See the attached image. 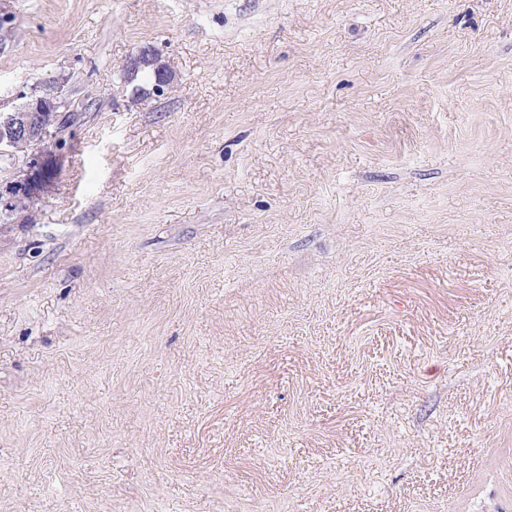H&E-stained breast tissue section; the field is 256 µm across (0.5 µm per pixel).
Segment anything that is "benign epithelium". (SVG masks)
<instances>
[{
	"label": "benign epithelium",
	"mask_w": 512,
	"mask_h": 512,
	"mask_svg": "<svg viewBox=\"0 0 512 512\" xmlns=\"http://www.w3.org/2000/svg\"><path fill=\"white\" fill-rule=\"evenodd\" d=\"M150 65L157 75L152 91L159 93L170 87L176 74L162 61L152 48L141 51L126 62L128 71ZM58 92L46 89L40 95H32L21 105L0 110V158H18L25 151L23 167L13 182L1 183L0 193L13 197L17 194L25 200L39 198L47 188L54 171L56 154L53 133L58 112L55 100Z\"/></svg>",
	"instance_id": "benign-epithelium-1"
}]
</instances>
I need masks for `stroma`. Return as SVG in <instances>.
<instances>
[{"label":"stroma","instance_id":"stroma-1","mask_svg":"<svg viewBox=\"0 0 512 512\" xmlns=\"http://www.w3.org/2000/svg\"><path fill=\"white\" fill-rule=\"evenodd\" d=\"M1 15L0 512H512V0ZM147 65L152 66L156 72L157 82L155 73L152 68L143 67L137 70L140 66ZM125 68L127 72L137 70L136 79L139 75H141L145 77L149 83H152L154 80V83L156 82L152 88L154 93H160L165 88H169L176 79L175 73L165 62L162 61L160 55L152 48L143 50L137 56L131 58L126 62ZM58 91L44 89L40 95H31L21 105L0 110V158L18 159L23 155V167L13 182H1V195H23L28 200L38 199L47 188L54 171L56 154L53 133L58 112L55 100Z\"/></svg>","mask_w":512,"mask_h":512}]
</instances>
